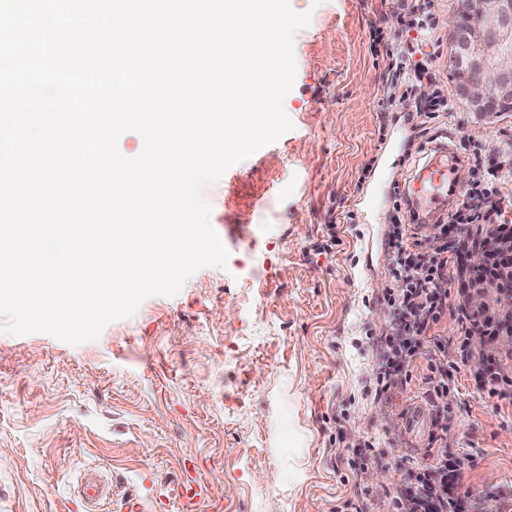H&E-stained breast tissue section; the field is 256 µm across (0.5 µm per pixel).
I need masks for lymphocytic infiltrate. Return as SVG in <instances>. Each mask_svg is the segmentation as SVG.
<instances>
[{"label":"lymphocytic infiltrate","instance_id":"1","mask_svg":"<svg viewBox=\"0 0 512 512\" xmlns=\"http://www.w3.org/2000/svg\"><path fill=\"white\" fill-rule=\"evenodd\" d=\"M373 56L385 57L400 98L415 104L423 123L453 111L444 92L417 101L416 88L436 83L429 55H417L411 42H395L382 29H375ZM470 177L460 202L440 224L434 236L421 240L411 225L394 218L387 236L391 281L380 298L388 330L375 342L374 376L364 386V396L375 402L388 398L391 389L407 385L411 365L427 357L429 375L423 392L434 409L435 421L447 420L454 388L448 382V355L441 342L429 333L448 312V267L459 263L460 251L450 229L464 224H493L505 207L498 199L497 181L512 178V142L505 144L497 161L485 162L479 154L469 159ZM461 464L447 450L431 451L430 460L411 467L408 484L393 498L394 512H500V496L475 500L459 490Z\"/></svg>","mask_w":512,"mask_h":512}]
</instances>
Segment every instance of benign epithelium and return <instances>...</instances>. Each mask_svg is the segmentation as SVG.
Instances as JSON below:
<instances>
[{"label": "benign epithelium", "mask_w": 512, "mask_h": 512, "mask_svg": "<svg viewBox=\"0 0 512 512\" xmlns=\"http://www.w3.org/2000/svg\"><path fill=\"white\" fill-rule=\"evenodd\" d=\"M448 45L457 102L485 124L512 112V0H457ZM497 263L512 266V253L499 255L492 240L473 237L461 283ZM465 300L474 312H512L511 288L474 284Z\"/></svg>", "instance_id": "benign-epithelium-1"}]
</instances>
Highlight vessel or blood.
Instances as JSON below:
<instances>
[{"instance_id": "b4317fda", "label": "vessel or blood", "mask_w": 512, "mask_h": 512, "mask_svg": "<svg viewBox=\"0 0 512 512\" xmlns=\"http://www.w3.org/2000/svg\"><path fill=\"white\" fill-rule=\"evenodd\" d=\"M455 152L445 141L432 143L423 161L410 174L401 191L409 220L415 227L424 223H438L448 217V202L460 192L458 165L452 164ZM77 494L88 508H95L107 496L97 471H86L77 484Z\"/></svg>"}]
</instances>
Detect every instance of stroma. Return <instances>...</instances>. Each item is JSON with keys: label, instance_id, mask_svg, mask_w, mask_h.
Masks as SVG:
<instances>
[{"label": "stroma", "instance_id": "stroma-1", "mask_svg": "<svg viewBox=\"0 0 512 512\" xmlns=\"http://www.w3.org/2000/svg\"><path fill=\"white\" fill-rule=\"evenodd\" d=\"M289 3L312 14L284 100L294 128L204 189L226 268L146 299L94 342L0 334V512H87L73 490L89 467L112 491L98 512H336L363 484L374 512H392L408 468L424 462L430 434L402 424L413 407L432 410L417 386L391 390L384 405L363 395L386 329L377 297L390 280L394 189L429 144L415 112L389 99L388 63L370 50L373 28L398 31V11L393 0ZM455 8L435 0L425 36L448 95ZM435 133L459 156L490 161L512 142V113L480 125L460 108ZM378 180L380 209L361 210ZM331 232L340 246L318 252ZM433 334L448 346L446 441L463 491L512 488V398L491 395L474 356L460 354L455 313ZM338 416L383 451L372 469L351 473ZM184 484L203 495L179 498Z\"/></svg>", "mask_w": 512, "mask_h": 512}]
</instances>
